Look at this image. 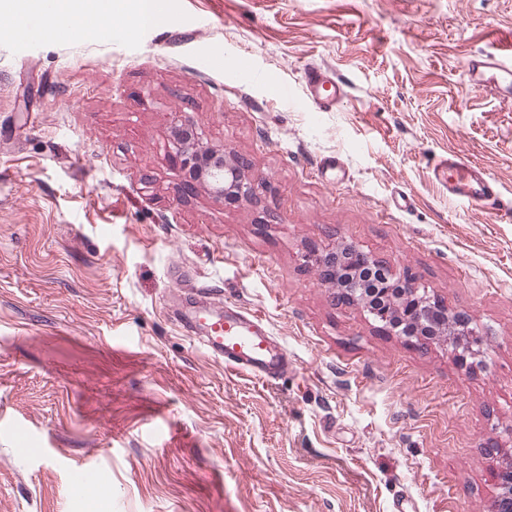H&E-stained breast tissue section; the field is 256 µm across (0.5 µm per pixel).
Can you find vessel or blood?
I'll return each instance as SVG.
<instances>
[{
  "instance_id": "b4317fda",
  "label": "vessel or blood",
  "mask_w": 512,
  "mask_h": 512,
  "mask_svg": "<svg viewBox=\"0 0 512 512\" xmlns=\"http://www.w3.org/2000/svg\"><path fill=\"white\" fill-rule=\"evenodd\" d=\"M473 85L508 89L512 86V65L479 54L467 65ZM308 97L322 109L332 107L342 95V88L324 71L310 68L305 73ZM435 181L448 191L452 200L488 201L497 198V180L483 168L466 164L456 155L443 157L433 169ZM181 326L213 358L225 366L246 372L252 377L270 380L278 376L287 363L284 351L274 345L263 318L249 312L216 313L203 301H196L181 319Z\"/></svg>"
}]
</instances>
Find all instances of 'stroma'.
I'll list each match as a JSON object with an SVG mask.
<instances>
[{
  "label": "stroma",
  "mask_w": 512,
  "mask_h": 512,
  "mask_svg": "<svg viewBox=\"0 0 512 512\" xmlns=\"http://www.w3.org/2000/svg\"><path fill=\"white\" fill-rule=\"evenodd\" d=\"M71 30L0 0V512H491L512 455V0H164ZM342 81L331 111L308 68ZM257 202L187 199L174 122ZM456 153L487 203L433 179ZM342 162L334 182L324 159ZM353 245L469 315L483 351L383 332L305 260ZM262 316L253 379L179 327L190 287ZM25 429L35 455L15 451ZM95 474L98 495L72 489ZM135 18L139 22L159 24L163 18L161 0H137ZM468 78L473 85L508 90L512 88V65L503 64L488 55L478 54L468 61ZM435 181L448 190V198L457 201L496 199L500 194L497 180L479 166L465 164L448 153L433 169Z\"/></svg>",
  "instance_id": "35a3bbf8"
}]
</instances>
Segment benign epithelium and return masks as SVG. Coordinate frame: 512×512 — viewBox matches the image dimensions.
Here are the masks:
<instances>
[{
	"instance_id": "1",
	"label": "benign epithelium",
	"mask_w": 512,
	"mask_h": 512,
	"mask_svg": "<svg viewBox=\"0 0 512 512\" xmlns=\"http://www.w3.org/2000/svg\"><path fill=\"white\" fill-rule=\"evenodd\" d=\"M172 159L184 173L180 186L183 195L192 193L199 186L208 188L212 198L228 204L250 200L256 196L255 184L244 177L246 163L237 156H228L224 149L215 148L204 141L203 133L187 123L175 126L173 134ZM343 252V248L324 254L311 250L307 259L316 263L321 281L337 294L348 300L357 298L359 282L357 272L373 267L376 260L367 252L348 248L349 265L336 269L332 257ZM387 282L381 295L385 305H365L366 311L382 327L406 340H426L425 334L432 333L433 340L462 346L465 353L459 355L461 364L467 358L480 352L482 332L472 326L471 319L462 313L450 312L442 304L431 299L425 289L408 275H395L383 268ZM499 493L493 512H512V455L502 459L497 473Z\"/></svg>"
}]
</instances>
